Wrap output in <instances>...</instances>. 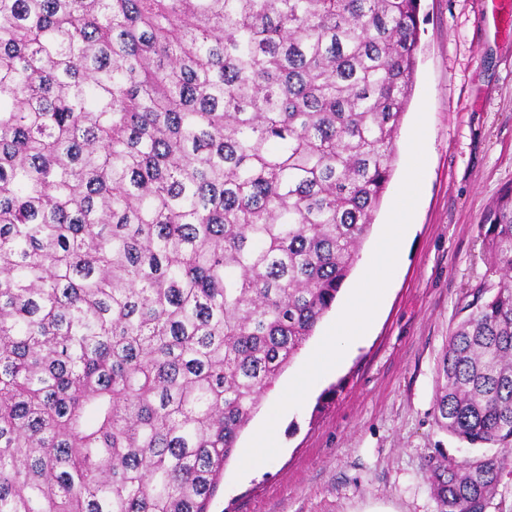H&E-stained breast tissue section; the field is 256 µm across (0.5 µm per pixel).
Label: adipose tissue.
Returning <instances> with one entry per match:
<instances>
[{
	"label": "adipose tissue",
	"instance_id": "1",
	"mask_svg": "<svg viewBox=\"0 0 512 512\" xmlns=\"http://www.w3.org/2000/svg\"><path fill=\"white\" fill-rule=\"evenodd\" d=\"M420 188V163L415 160L408 169L406 185L398 197L393 217L385 226L378 249L367 259L362 277L351 289L344 313L324 336L313 367L284 389L281 409L296 404L318 376L333 371L342 362L350 346L369 336L389 276L401 261L404 239L411 223L412 202Z\"/></svg>",
	"mask_w": 512,
	"mask_h": 512
}]
</instances>
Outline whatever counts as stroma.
Returning a JSON list of instances; mask_svg holds the SVG:
<instances>
[{"label": "stroma", "instance_id": "obj_1", "mask_svg": "<svg viewBox=\"0 0 512 512\" xmlns=\"http://www.w3.org/2000/svg\"><path fill=\"white\" fill-rule=\"evenodd\" d=\"M483 8V0H421L412 96L360 259L376 247L417 154L423 187L372 336L315 382L281 420L278 451L249 469L243 450L272 417L280 392L265 396L238 438L210 512H438L426 459L441 452L456 461L479 456L437 426L434 403L448 338L488 280L483 217L512 186V33L481 23ZM422 116L418 144L414 127ZM354 283L346 279L284 378L309 368Z\"/></svg>", "mask_w": 512, "mask_h": 512}]
</instances>
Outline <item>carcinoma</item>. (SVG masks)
Returning <instances> with one entry per match:
<instances>
[{
    "mask_svg": "<svg viewBox=\"0 0 512 512\" xmlns=\"http://www.w3.org/2000/svg\"><path fill=\"white\" fill-rule=\"evenodd\" d=\"M420 0H0V512H209L392 176ZM434 416L512 447V186ZM485 512L494 455L426 462Z\"/></svg>",
    "mask_w": 512,
    "mask_h": 512,
    "instance_id": "obj_1",
    "label": "carcinoma"
}]
</instances>
